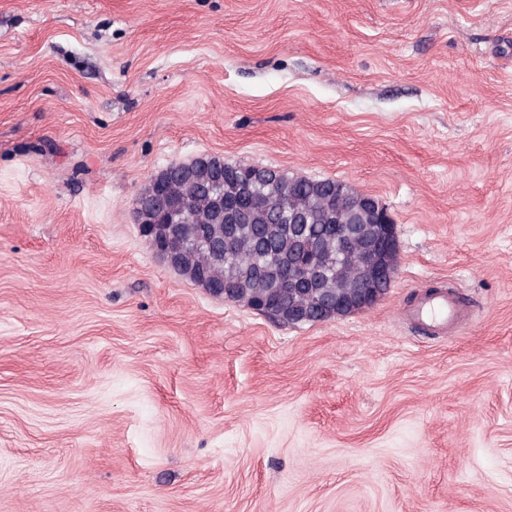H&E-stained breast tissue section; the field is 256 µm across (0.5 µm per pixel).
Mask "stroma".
<instances>
[{"label":"stroma","mask_w":512,"mask_h":512,"mask_svg":"<svg viewBox=\"0 0 512 512\" xmlns=\"http://www.w3.org/2000/svg\"><path fill=\"white\" fill-rule=\"evenodd\" d=\"M200 155L377 197L393 286L186 280L134 207ZM0 512H512V0H0Z\"/></svg>","instance_id":"stroma-1"}]
</instances>
